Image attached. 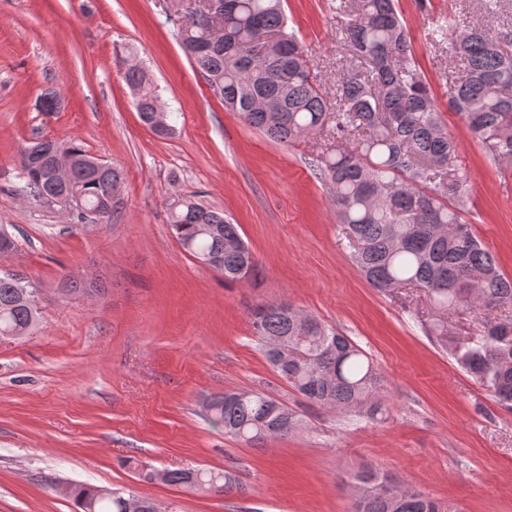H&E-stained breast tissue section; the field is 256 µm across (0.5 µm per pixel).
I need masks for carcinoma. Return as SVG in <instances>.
<instances>
[{
    "label": "carcinoma",
    "instance_id": "1",
    "mask_svg": "<svg viewBox=\"0 0 512 512\" xmlns=\"http://www.w3.org/2000/svg\"><path fill=\"white\" fill-rule=\"evenodd\" d=\"M224 13L220 43L195 22L179 31L181 45L224 107L270 140L293 143L328 122L336 145L317 156L329 182L340 223L353 241L351 259L371 287L391 294L420 288L430 316L419 319L457 366L499 403L512 406V319H488L486 331L462 346L448 338V315L472 310L490 315L512 305V280L500 271L461 217L470 174L456 164L436 98L414 54L397 0H339L344 41L354 64L336 88V102L322 91L294 30L284 0H234ZM448 60L464 66L453 76L450 106L500 167L512 169V32L492 27L437 30ZM255 50L251 58L237 52ZM125 77L141 119L152 124L160 104L156 85L134 58ZM73 157L70 180L52 178L57 148ZM23 191L36 205L59 204L79 192L92 223H106L114 205L108 193L121 173L89 154L83 143L32 142L20 154ZM181 248L224 280L239 282L256 271L257 259L238 226L224 212L181 198L171 211ZM26 278L0 277V335L23 336L38 323ZM251 326L266 360L307 400L336 413L375 420L386 414L383 383L362 349L323 320L286 302L255 308ZM206 416L224 433L249 443L286 437L301 417L260 392L228 391L210 397ZM354 512H455L409 487L393 485L371 469L355 476ZM170 485L215 496L239 493L241 480L226 470H170ZM128 492L88 484L67 485L78 512H127Z\"/></svg>",
    "mask_w": 512,
    "mask_h": 512
}]
</instances>
